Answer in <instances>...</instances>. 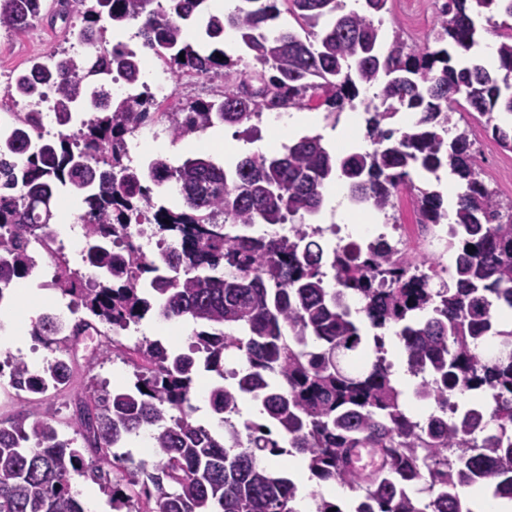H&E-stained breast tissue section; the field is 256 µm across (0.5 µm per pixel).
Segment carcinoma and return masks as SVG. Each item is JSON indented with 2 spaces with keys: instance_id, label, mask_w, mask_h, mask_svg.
<instances>
[{
  "instance_id": "carcinoma-1",
  "label": "carcinoma",
  "mask_w": 512,
  "mask_h": 512,
  "mask_svg": "<svg viewBox=\"0 0 512 512\" xmlns=\"http://www.w3.org/2000/svg\"><path fill=\"white\" fill-rule=\"evenodd\" d=\"M154 2L53 0L45 14L44 0H0V28L23 32L47 15L79 14L86 22L79 42L93 49L51 53L7 86L8 98H24L31 109L0 126V285L29 275V245L51 236V202L65 192L84 207L82 262L91 275L64 259L56 285L90 319L64 326L43 317L33 336L63 352L99 323L115 333L152 310L199 326L186 351L147 339L116 346L130 355L133 381L112 392L85 387L73 438L34 408L0 421V512H85L71 473L116 494L114 470L125 488L141 487L146 507L136 512H295L297 486L260 462L265 452L298 454L317 480L354 492L350 512H472L468 489L512 500V325L501 322L512 310V206L480 177L468 127L452 122L461 96L512 150V127L498 123L499 114L512 115V33L494 64L470 55L475 18L494 6L512 19V0H443L421 46L399 25L382 43L376 20L388 0H364L362 13L345 11V0H239L221 17L210 0ZM283 9L298 29L272 26ZM104 16L117 27L137 25L142 48L172 77L190 72L224 84L210 99H179L164 113L174 139L216 124L248 138L261 113L290 108L323 107L337 122L361 90L374 88L380 105L364 108L370 147L340 156L315 135L246 156L231 170L203 155L177 166L156 155L135 166L125 139L149 118V94L114 97L111 86L122 78L136 87L144 62L125 44L109 47L95 36ZM192 26L211 43L235 32L242 53L221 60L219 47L201 51L189 38ZM48 93L58 126H69L76 112L93 117L72 134L44 138L37 105ZM401 112L416 114V122L395 126ZM444 167L462 183L451 282L436 288L417 278L426 260L396 262L397 246L388 242L368 255L355 244L310 247L320 229L302 219L321 209L332 178L393 221L407 190L422 220L438 224L448 217L443 195L416 185L410 171ZM148 181L174 183L179 204L154 205ZM139 216L172 249L146 257L133 247L127 226ZM287 222L286 237L254 236L258 224ZM348 292L362 300L354 314L338 304ZM388 327L396 328L410 372L421 376L416 394L437 409L425 419L393 380L378 334ZM230 352L247 372L210 389L224 422L217 437L193 420L195 379L201 371L224 378ZM5 366L15 389L30 394L67 383L71 372L62 356L35 377L22 358L9 355L0 372ZM245 396L261 401L281 441L263 424L239 427L227 418ZM146 431L151 461L112 452ZM352 448L379 449L381 466L366 476L349 470Z\"/></svg>"
}]
</instances>
